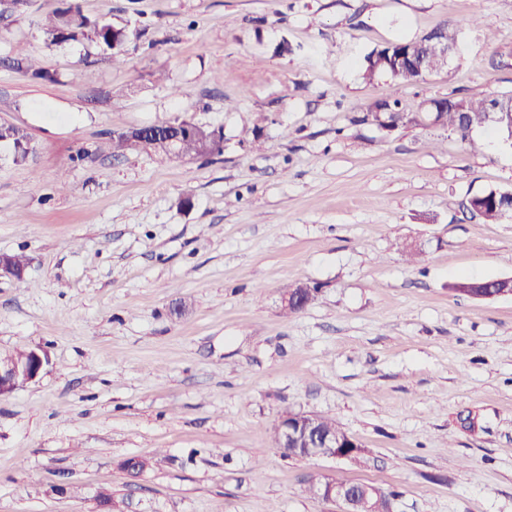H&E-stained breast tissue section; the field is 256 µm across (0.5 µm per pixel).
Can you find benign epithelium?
Returning <instances> with one entry per match:
<instances>
[{
  "mask_svg": "<svg viewBox=\"0 0 512 512\" xmlns=\"http://www.w3.org/2000/svg\"><path fill=\"white\" fill-rule=\"evenodd\" d=\"M472 295L486 299L512 295V277L497 279L487 289L477 284ZM48 365L49 355L41 348L29 350L18 360L0 363V396L11 394L35 381ZM276 432L284 447L302 448L307 458L349 460L361 452L360 445L346 432L326 433L317 428L312 416L307 413L284 414L276 425ZM379 493L381 489L371 484L327 480L321 483L316 496L341 503L345 512H376L374 496Z\"/></svg>",
  "mask_w": 512,
  "mask_h": 512,
  "instance_id": "obj_1",
  "label": "benign epithelium"
}]
</instances>
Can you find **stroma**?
<instances>
[{
  "label": "stroma",
  "instance_id": "35a3bbf8",
  "mask_svg": "<svg viewBox=\"0 0 512 512\" xmlns=\"http://www.w3.org/2000/svg\"><path fill=\"white\" fill-rule=\"evenodd\" d=\"M79 6L126 26L122 63L56 46ZM463 20L416 84L365 58ZM512 96V0H0V353L40 347L0 398V512H342L314 480L368 483L395 512H512V146L433 124L441 98ZM400 100L409 123L367 122ZM221 130L184 161L112 151L174 118ZM419 249L409 263L405 247ZM316 287L283 314L285 288ZM186 302L175 317L170 307ZM331 418L362 461L285 458L286 412ZM149 459L131 478L121 464ZM495 190H490L472 196L468 200L467 210L474 215L482 217L485 221L496 222L498 217L495 212V204L493 201ZM46 350L37 348L18 360L2 364L0 362V396L13 393L19 387L35 381L49 365Z\"/></svg>",
  "mask_w": 512,
  "mask_h": 512
}]
</instances>
